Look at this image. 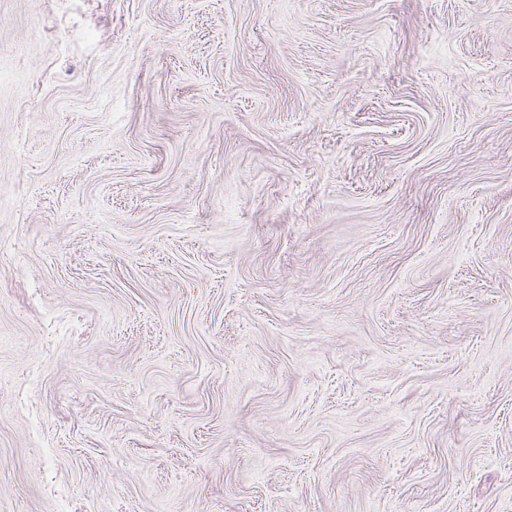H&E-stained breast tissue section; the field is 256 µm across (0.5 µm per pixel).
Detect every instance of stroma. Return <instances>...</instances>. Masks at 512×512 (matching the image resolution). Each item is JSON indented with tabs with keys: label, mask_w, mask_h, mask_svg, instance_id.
Returning <instances> with one entry per match:
<instances>
[{
	"label": "stroma",
	"mask_w": 512,
	"mask_h": 512,
	"mask_svg": "<svg viewBox=\"0 0 512 512\" xmlns=\"http://www.w3.org/2000/svg\"><path fill=\"white\" fill-rule=\"evenodd\" d=\"M512 512V0H0V512Z\"/></svg>",
	"instance_id": "35a3bbf8"
}]
</instances>
